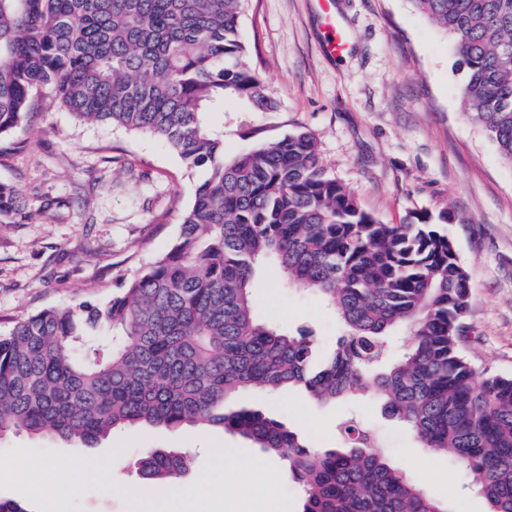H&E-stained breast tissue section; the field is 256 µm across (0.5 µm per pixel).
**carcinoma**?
Returning <instances> with one entry per match:
<instances>
[{
  "label": "carcinoma",
  "mask_w": 512,
  "mask_h": 512,
  "mask_svg": "<svg viewBox=\"0 0 512 512\" xmlns=\"http://www.w3.org/2000/svg\"><path fill=\"white\" fill-rule=\"evenodd\" d=\"M454 42L466 116L512 162V0H412ZM247 0H0V137L49 96L79 123L164 141L202 168L171 247L105 303L45 308L0 336V436L25 431L93 447L128 426H221L288 462L302 512H446L386 457L358 418L314 452L244 389L296 388L321 404L376 398L430 452L466 472L488 512H512V376L466 352L471 282L434 218L386 224L323 166L314 134L224 151L210 115L277 102L241 39ZM20 210L0 185V221ZM273 261L286 288L331 307L323 354L309 331L261 324L252 288ZM144 479L176 482L187 456L150 449Z\"/></svg>",
  "instance_id": "carcinoma-1"
}]
</instances>
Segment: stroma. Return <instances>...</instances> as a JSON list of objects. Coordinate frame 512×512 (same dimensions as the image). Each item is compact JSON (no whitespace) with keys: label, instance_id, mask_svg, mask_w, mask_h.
Returning <instances> with one entry per match:
<instances>
[{"label":"stroma","instance_id":"obj_1","mask_svg":"<svg viewBox=\"0 0 512 512\" xmlns=\"http://www.w3.org/2000/svg\"><path fill=\"white\" fill-rule=\"evenodd\" d=\"M335 2L347 42L339 58L324 50L317 0H249L242 38L279 109L225 113L226 153L245 149L239 131L259 120L274 137L305 128L316 136L328 172L384 223L449 211L446 229L472 284L466 322L475 363L512 374V164L465 118L452 41L411 0ZM199 179L158 138L76 122L42 98L26 129L0 138V183L15 186L28 209L0 223V334L43 308L105 302L119 293L122 279L176 238L180 210ZM41 197L52 203L44 219L35 214ZM252 293L259 322L312 331L324 349L334 344V311L310 292L282 288L274 264L264 265ZM235 404L285 422L319 451L335 446L341 417L356 415L376 429L392 463L446 512H488L484 499L464 489L459 465L421 448L377 403L321 405L294 390H246ZM150 448L190 456L179 486L139 475L140 454ZM214 448L235 455L219 466ZM21 450L34 463H54L51 482L34 485L14 474ZM90 458L108 466L110 481L85 468ZM240 461L255 463L252 476L215 488L220 469ZM66 480L80 489L62 500L56 489ZM217 495L221 512H302L304 502L284 459L219 426L203 433L193 426L134 427L93 448L24 432L0 437V501L30 512H146L153 505L187 512L190 500Z\"/></svg>","mask_w":512,"mask_h":512}]
</instances>
